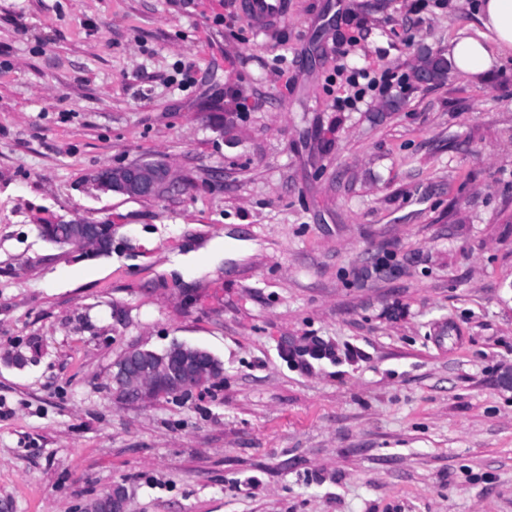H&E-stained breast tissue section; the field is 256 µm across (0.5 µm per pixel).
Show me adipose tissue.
Masks as SVG:
<instances>
[{
	"instance_id": "obj_1",
	"label": "adipose tissue",
	"mask_w": 512,
	"mask_h": 512,
	"mask_svg": "<svg viewBox=\"0 0 512 512\" xmlns=\"http://www.w3.org/2000/svg\"><path fill=\"white\" fill-rule=\"evenodd\" d=\"M477 18L491 33V43L470 36L448 43L449 58L464 74L484 72L492 66L496 56L512 53V0H480Z\"/></svg>"
}]
</instances>
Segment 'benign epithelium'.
<instances>
[{
	"label": "benign epithelium",
	"instance_id": "benign-epithelium-1",
	"mask_svg": "<svg viewBox=\"0 0 512 512\" xmlns=\"http://www.w3.org/2000/svg\"><path fill=\"white\" fill-rule=\"evenodd\" d=\"M106 190L132 199H157L175 187L174 178L161 163L136 162L112 168L100 179ZM97 224L76 220L68 223V232L60 231L53 243L80 254H88L99 246ZM166 350L140 347L126 350L112 365L111 386L115 397L131 403H149L160 397H185L203 388L199 378L201 363L191 357L156 362Z\"/></svg>",
	"mask_w": 512,
	"mask_h": 512
}]
</instances>
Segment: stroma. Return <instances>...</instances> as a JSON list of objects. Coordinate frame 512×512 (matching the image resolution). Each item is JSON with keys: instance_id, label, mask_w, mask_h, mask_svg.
Masks as SVG:
<instances>
[{"instance_id": "obj_1", "label": "stroma", "mask_w": 512, "mask_h": 512, "mask_svg": "<svg viewBox=\"0 0 512 512\" xmlns=\"http://www.w3.org/2000/svg\"><path fill=\"white\" fill-rule=\"evenodd\" d=\"M243 2L0 0V512H512V55L421 87L477 0ZM342 36L404 87L338 110ZM137 161L176 191L96 183ZM175 338L223 380L113 396ZM247 12L256 23H264L283 18L288 13L286 0H248ZM423 63L437 72V80L443 78L451 67L446 59L432 55H427L424 58ZM432 69H427L421 66L417 67L414 74L415 82L421 86L433 84L436 80L435 73ZM101 227L98 224H87L76 220L68 223V232L59 230L55 239L51 241L60 247L68 248L73 252L80 254H95L90 251L99 246V233ZM189 349L198 360L209 368L205 380H209L213 366L222 363L204 348L190 345ZM161 351L140 347L126 350L112 365L111 386L115 397L131 403H149L160 397L179 398L204 387V379L198 372L201 363L191 356L168 359L157 363L154 357H162Z\"/></svg>"}]
</instances>
